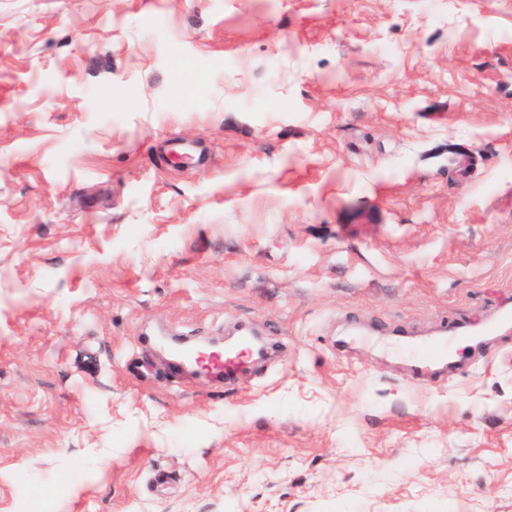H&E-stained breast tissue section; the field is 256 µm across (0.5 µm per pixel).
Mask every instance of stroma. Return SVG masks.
Returning <instances> with one entry per match:
<instances>
[{
    "instance_id": "obj_1",
    "label": "stroma",
    "mask_w": 512,
    "mask_h": 512,
    "mask_svg": "<svg viewBox=\"0 0 512 512\" xmlns=\"http://www.w3.org/2000/svg\"><path fill=\"white\" fill-rule=\"evenodd\" d=\"M509 303L512 0H0V512H512ZM442 336L438 341L432 343L424 349V353L413 358V362L410 365L409 376L413 380H417L421 377L424 371L439 365V364H451L453 355L447 356L442 352V348L451 347L453 341L458 336H469L467 324L465 322L451 323L448 329V323L441 325ZM186 346L175 347L168 357L171 372L177 377L190 372L193 368L190 362L194 361L205 367L215 378L231 379L251 355L245 347L238 351L214 350L207 355L196 356L194 350Z\"/></svg>"
}]
</instances>
